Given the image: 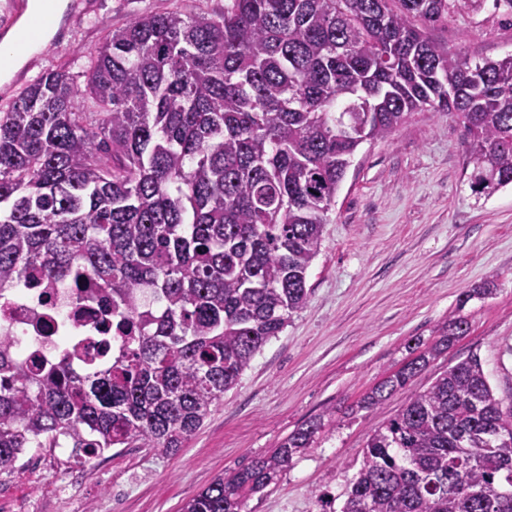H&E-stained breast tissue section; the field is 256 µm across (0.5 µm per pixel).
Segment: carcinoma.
<instances>
[{
  "label": "carcinoma",
  "instance_id": "1",
  "mask_svg": "<svg viewBox=\"0 0 512 512\" xmlns=\"http://www.w3.org/2000/svg\"><path fill=\"white\" fill-rule=\"evenodd\" d=\"M479 0H227L218 19L145 13L107 34L80 89L41 76L0 112V296L68 276L112 321L88 368L17 364L0 332V474L31 448L86 464L174 456L308 300L351 158L418 110L454 114L469 183L512 185V54L427 30ZM468 329L361 403L383 404ZM323 417L217 477L182 512H242L313 447ZM339 512H512V392L471 354L368 438Z\"/></svg>",
  "mask_w": 512,
  "mask_h": 512
}]
</instances>
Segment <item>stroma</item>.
I'll list each match as a JSON object with an SVG mask.
<instances>
[{
    "instance_id": "1",
    "label": "stroma",
    "mask_w": 512,
    "mask_h": 512,
    "mask_svg": "<svg viewBox=\"0 0 512 512\" xmlns=\"http://www.w3.org/2000/svg\"><path fill=\"white\" fill-rule=\"evenodd\" d=\"M212 17L224 0H67L54 34L0 80V110L41 75H82L104 36L148 12ZM474 58L512 52V24L494 0L463 7L428 30ZM465 130L447 112H414L382 140L357 150L307 272L309 301L268 341L238 386L212 409L181 451L115 448L75 465L67 448H33L27 467L0 475V512H180L217 476L269 454L304 422L325 428L279 481L243 512H323L343 501L369 434L448 367L478 355L498 395L512 391V188L473 194ZM492 295L469 297L483 283ZM468 330L384 404H357L426 349L449 315Z\"/></svg>"
}]
</instances>
